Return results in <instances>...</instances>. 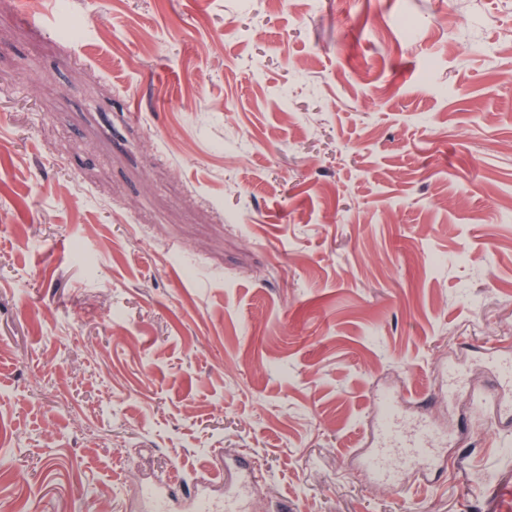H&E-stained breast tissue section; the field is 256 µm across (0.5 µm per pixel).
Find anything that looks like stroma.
Masks as SVG:
<instances>
[{
    "mask_svg": "<svg viewBox=\"0 0 512 512\" xmlns=\"http://www.w3.org/2000/svg\"><path fill=\"white\" fill-rule=\"evenodd\" d=\"M512 0H0V512H512ZM465 388L441 386L448 366ZM443 470L376 485L381 391Z\"/></svg>",
    "mask_w": 512,
    "mask_h": 512,
    "instance_id": "1",
    "label": "stroma"
}]
</instances>
